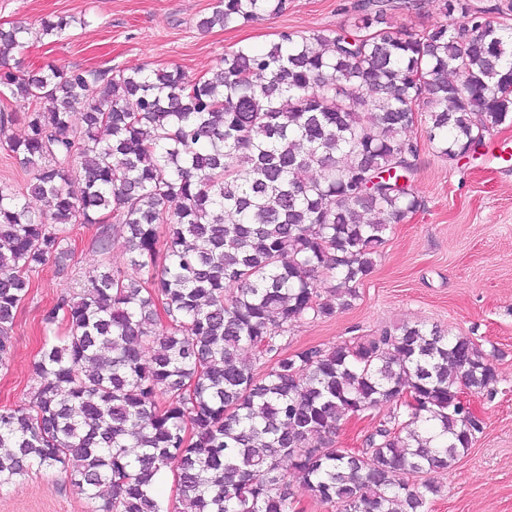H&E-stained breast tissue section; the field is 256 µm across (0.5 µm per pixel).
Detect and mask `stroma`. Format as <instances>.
<instances>
[{"mask_svg": "<svg viewBox=\"0 0 512 512\" xmlns=\"http://www.w3.org/2000/svg\"><path fill=\"white\" fill-rule=\"evenodd\" d=\"M356 2L288 0L278 17L203 33L196 23L211 13L214 0H0V24L34 28L47 16L76 17L61 40L30 41L23 60L32 70L48 64L178 67L195 78L211 73L226 50L265 45L280 30L308 34L346 24ZM411 136L418 143L415 187L423 209L388 229L377 266L359 285L352 307L296 324L284 351L424 323L469 336L494 352V394L468 397L484 429L450 469L427 473L438 489L429 507L430 512H512V162L499 158L502 149L512 150V125L494 130L487 155L468 163L440 157L422 127ZM93 234L89 226L74 228L67 274L51 264L32 273V289L12 325L11 361L0 368V409L29 400L44 311L96 270L128 269L124 237L113 235L103 254L93 247ZM95 506L57 469L33 472L0 491V512H94Z\"/></svg>", "mask_w": 512, "mask_h": 512, "instance_id": "obj_1", "label": "stroma"}]
</instances>
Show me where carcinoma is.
<instances>
[{"instance_id": "cac0c4a2", "label": "carcinoma", "mask_w": 512, "mask_h": 512, "mask_svg": "<svg viewBox=\"0 0 512 512\" xmlns=\"http://www.w3.org/2000/svg\"><path fill=\"white\" fill-rule=\"evenodd\" d=\"M415 6L361 0L349 25L284 29L193 79L29 72L12 52L32 34L58 41L74 17L0 26V145L46 204L0 184V366L29 274L64 265L75 227H96L102 252L119 232L133 254L131 270L104 267L44 313L30 400L0 410V490L61 468L101 499L95 512H295L298 480L340 512H427L436 489L416 478L482 433L459 395L495 390L494 352L413 324L282 354L290 327L358 298L388 227L424 206L418 119L455 161L512 121V0H442L432 28L394 24ZM287 10L215 0L197 29ZM18 121L24 136L6 135ZM384 404L365 448L336 447L344 418Z\"/></svg>"}]
</instances>
